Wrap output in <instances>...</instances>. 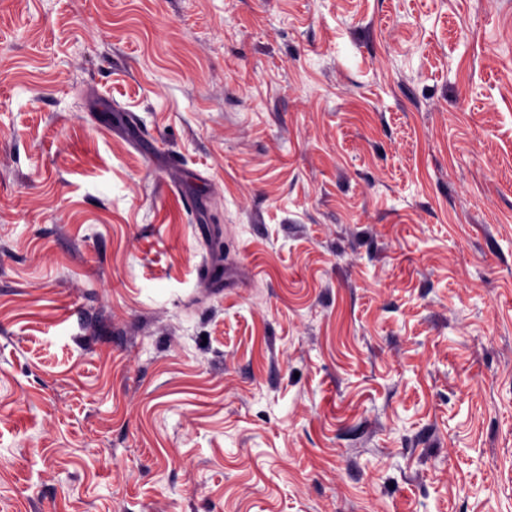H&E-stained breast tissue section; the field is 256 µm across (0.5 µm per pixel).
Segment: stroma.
<instances>
[{
  "mask_svg": "<svg viewBox=\"0 0 512 512\" xmlns=\"http://www.w3.org/2000/svg\"><path fill=\"white\" fill-rule=\"evenodd\" d=\"M0 512H512V0H0Z\"/></svg>",
  "mask_w": 512,
  "mask_h": 512,
  "instance_id": "obj_1",
  "label": "stroma"
}]
</instances>
